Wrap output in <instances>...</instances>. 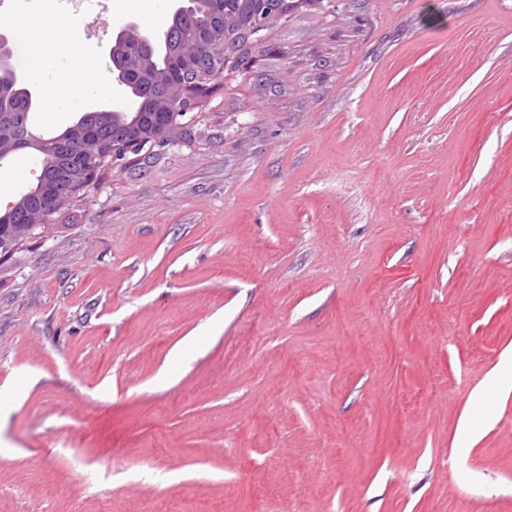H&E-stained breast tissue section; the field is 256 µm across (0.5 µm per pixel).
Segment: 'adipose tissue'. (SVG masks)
I'll list each match as a JSON object with an SVG mask.
<instances>
[{"label": "adipose tissue", "mask_w": 512, "mask_h": 512, "mask_svg": "<svg viewBox=\"0 0 512 512\" xmlns=\"http://www.w3.org/2000/svg\"><path fill=\"white\" fill-rule=\"evenodd\" d=\"M0 24L18 30L31 46L32 58L49 52L68 51V67L52 82L41 87L43 109L57 112L59 100L66 94L95 84L99 97L112 95L111 85L99 77V63L77 47L78 31L73 18L67 14L37 16L26 12L9 11L0 14Z\"/></svg>", "instance_id": "ef3b65f1"}]
</instances>
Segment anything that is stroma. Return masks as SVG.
Wrapping results in <instances>:
<instances>
[{"label":"stroma","mask_w":512,"mask_h":512,"mask_svg":"<svg viewBox=\"0 0 512 512\" xmlns=\"http://www.w3.org/2000/svg\"><path fill=\"white\" fill-rule=\"evenodd\" d=\"M335 3L0 271V512H512V0Z\"/></svg>","instance_id":"1"}]
</instances>
